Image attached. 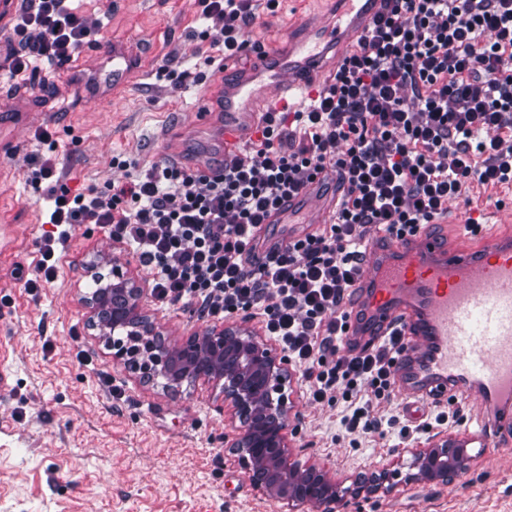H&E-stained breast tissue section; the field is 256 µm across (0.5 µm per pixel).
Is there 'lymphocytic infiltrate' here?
<instances>
[{
    "label": "lymphocytic infiltrate",
    "instance_id": "lymphocytic-infiltrate-1",
    "mask_svg": "<svg viewBox=\"0 0 512 512\" xmlns=\"http://www.w3.org/2000/svg\"><path fill=\"white\" fill-rule=\"evenodd\" d=\"M69 0H20L0 75L63 67L95 41L98 24ZM205 64L222 71L246 47L260 10L279 0H200ZM341 192L331 224L265 254L256 240L281 202L316 175ZM27 180L53 204L25 288L51 283L69 229L98 224L154 270L151 295L221 320L256 311L302 374L313 400L341 397L350 435L397 429L402 441L457 422L435 407L422 425L372 416L359 393L393 390L400 333L362 349L342 336L345 305L371 234L431 224L466 186L512 185V0H384L329 82L293 113H266L250 147L219 171L165 160L127 181L72 192L55 156L30 158Z\"/></svg>",
    "mask_w": 512,
    "mask_h": 512
}]
</instances>
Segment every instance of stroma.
Returning a JSON list of instances; mask_svg holds the SVG:
<instances>
[{
  "label": "stroma",
  "instance_id": "obj_1",
  "mask_svg": "<svg viewBox=\"0 0 512 512\" xmlns=\"http://www.w3.org/2000/svg\"><path fill=\"white\" fill-rule=\"evenodd\" d=\"M101 20L97 44L54 71L47 89L32 77L0 80V512H281L256 491L232 443L241 430L231 402L205 380L177 389L144 380L113 359L92 325L91 266L108 253L129 262L144 288L142 316L165 340L211 323L148 295L153 272L113 243L104 229L79 224L58 263L54 282L24 288L13 271H34L48 232L47 202L29 187L30 157L43 151L36 135L52 134L54 155L72 191L125 181L123 161L148 165L168 158L184 167L217 166L200 98L223 74L198 82L208 42L199 0H71ZM318 0H280L260 13L248 48L227 70L251 71L260 51L287 54L288 41L318 18ZM133 60L120 93H112V47ZM188 72L183 86L161 79V65ZM501 190L467 188L448 202V217L498 224ZM295 434L288 444L301 463L326 470L342 487L379 477L381 487L335 512H512V446L472 444L470 459L448 483L412 480L413 454L435 446L457 426L421 435L414 445L395 434L350 439L340 402L310 400L300 372L285 388Z\"/></svg>",
  "mask_w": 512,
  "mask_h": 512
}]
</instances>
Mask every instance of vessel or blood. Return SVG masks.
Wrapping results in <instances>:
<instances>
[{"label":"vessel or blood","mask_w":512,"mask_h":512,"mask_svg":"<svg viewBox=\"0 0 512 512\" xmlns=\"http://www.w3.org/2000/svg\"><path fill=\"white\" fill-rule=\"evenodd\" d=\"M381 3L343 0L339 12L308 27L288 58L268 56L245 77L225 73L217 147L242 138L257 106L282 107L291 94L308 92L326 55L350 45ZM473 231L460 225L456 243L424 230L369 241L344 339L359 348L403 327L414 342L393 366L399 390L442 403L466 396L495 447L512 441V213L476 247L466 242Z\"/></svg>","instance_id":"obj_1"}]
</instances>
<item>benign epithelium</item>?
<instances>
[{"label":"benign epithelium","mask_w":512,"mask_h":512,"mask_svg":"<svg viewBox=\"0 0 512 512\" xmlns=\"http://www.w3.org/2000/svg\"><path fill=\"white\" fill-rule=\"evenodd\" d=\"M96 280L106 285L94 298L93 318L109 337L113 358L147 379L169 377L178 383L190 377L221 386L242 423L233 447L254 489L281 502L287 512L326 506L343 494L358 497L371 491L365 485L343 489L326 471L301 463L291 453L284 393L291 372L286 356L247 332L216 327L173 343L162 342L142 319V290L134 285L126 264L112 261L108 274L100 273ZM117 331L127 338H112ZM414 458L417 473L412 479L442 483L457 475L468 460L467 449L450 448L446 440Z\"/></svg>","instance_id":"obj_1"}]
</instances>
